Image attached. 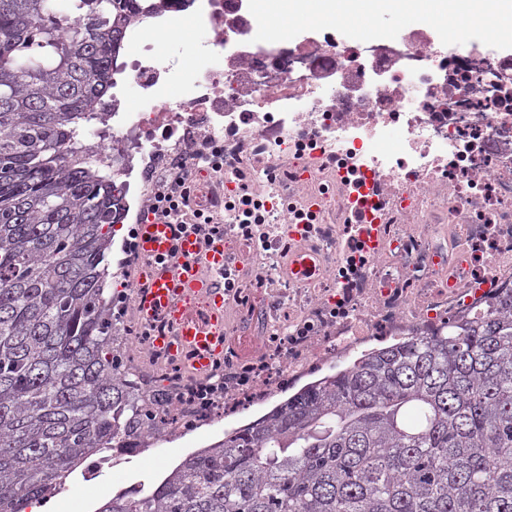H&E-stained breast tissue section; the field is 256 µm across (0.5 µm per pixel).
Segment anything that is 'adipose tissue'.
Returning a JSON list of instances; mask_svg holds the SVG:
<instances>
[{"label": "adipose tissue", "mask_w": 512, "mask_h": 512, "mask_svg": "<svg viewBox=\"0 0 512 512\" xmlns=\"http://www.w3.org/2000/svg\"><path fill=\"white\" fill-rule=\"evenodd\" d=\"M273 22L288 27L291 22H318L325 12L363 28L385 14H408L419 20L442 24L449 33L461 26L477 29L486 18H493L498 32L512 36V0H257Z\"/></svg>", "instance_id": "ef3b65f1"}]
</instances>
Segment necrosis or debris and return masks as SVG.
I'll return each mask as SVG.
<instances>
[{
	"instance_id": "obj_1",
	"label": "necrosis or debris",
	"mask_w": 512,
	"mask_h": 512,
	"mask_svg": "<svg viewBox=\"0 0 512 512\" xmlns=\"http://www.w3.org/2000/svg\"><path fill=\"white\" fill-rule=\"evenodd\" d=\"M124 28L136 109L94 104L93 162L125 186L122 223L199 200L200 234L220 229L234 287L231 335L249 357L184 381L182 360L149 348L155 328L120 303L136 386L167 403L132 455L220 417L268 404L388 340L437 336L512 298V58L428 32L354 41L281 37L251 0H139ZM191 19L192 72L153 52L154 32ZM242 194L228 192L229 184ZM298 248L321 276L289 281Z\"/></svg>"
}]
</instances>
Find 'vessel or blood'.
Instances as JSON below:
<instances>
[{
    "instance_id": "vessel-or-blood-1",
    "label": "vessel or blood",
    "mask_w": 512,
    "mask_h": 512,
    "mask_svg": "<svg viewBox=\"0 0 512 512\" xmlns=\"http://www.w3.org/2000/svg\"><path fill=\"white\" fill-rule=\"evenodd\" d=\"M137 244V314L156 327L153 347L172 357L187 356L189 376H209L225 357L240 352L229 334L223 240L205 242L188 225L148 220L138 227ZM286 269L303 283L319 266L310 254L294 253Z\"/></svg>"
}]
</instances>
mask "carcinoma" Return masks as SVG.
<instances>
[{"instance_id":"carcinoma-1","label":"carcinoma","mask_w":512,"mask_h":512,"mask_svg":"<svg viewBox=\"0 0 512 512\" xmlns=\"http://www.w3.org/2000/svg\"><path fill=\"white\" fill-rule=\"evenodd\" d=\"M136 0H0V512L147 431L105 294L117 173L79 125ZM98 512H512V304L363 354Z\"/></svg>"}]
</instances>
